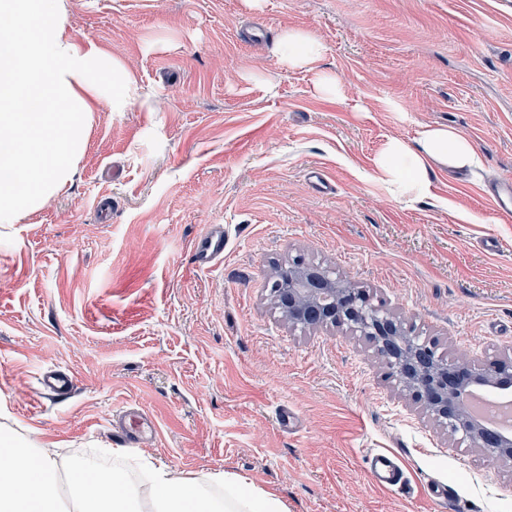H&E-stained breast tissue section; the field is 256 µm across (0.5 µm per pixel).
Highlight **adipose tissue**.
<instances>
[{"mask_svg":"<svg viewBox=\"0 0 512 512\" xmlns=\"http://www.w3.org/2000/svg\"><path fill=\"white\" fill-rule=\"evenodd\" d=\"M63 0H0V224H13L57 195L74 174L95 107L130 105L135 79L116 59L70 37ZM280 59L310 67L324 47L311 33L287 30ZM477 174L472 141L446 125H420L413 142L389 138L374 161L396 197H419L435 169ZM0 512H288L274 493L222 472L190 477L112 451V475L64 466L56 449L14 443L0 431Z\"/></svg>","mask_w":512,"mask_h":512,"instance_id":"1","label":"adipose tissue"}]
</instances>
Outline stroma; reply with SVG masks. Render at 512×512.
I'll list each match as a JSON object with an SVG mask.
<instances>
[{
	"mask_svg": "<svg viewBox=\"0 0 512 512\" xmlns=\"http://www.w3.org/2000/svg\"><path fill=\"white\" fill-rule=\"evenodd\" d=\"M65 27L136 78L100 106L70 183L0 224V427L111 460L116 408L154 415L140 455L221 471L288 512H512V467L450 440L336 329L292 328L270 287L295 261L366 288L442 354L512 348V0H64ZM287 29L323 55L282 66ZM338 91L320 93L322 77ZM457 127L481 178L440 169L407 202L374 180L387 138ZM320 172L334 187L318 191ZM106 198L108 218L96 203ZM224 260L191 261L205 225ZM47 367L72 391H41ZM394 453L408 484L368 478ZM445 485L436 499L431 487Z\"/></svg>",
	"mask_w": 512,
	"mask_h": 512,
	"instance_id": "35a3bbf8",
	"label": "stroma"
}]
</instances>
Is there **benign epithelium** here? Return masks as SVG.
Listing matches in <instances>:
<instances>
[{
  "label": "benign epithelium",
  "mask_w": 512,
  "mask_h": 512,
  "mask_svg": "<svg viewBox=\"0 0 512 512\" xmlns=\"http://www.w3.org/2000/svg\"><path fill=\"white\" fill-rule=\"evenodd\" d=\"M290 271L288 287L271 289L289 324L304 329L332 326L363 336L400 390L448 436L458 434L487 457L512 467V436L472 419L464 401L465 392L474 386L511 387L512 360L484 366L450 361L438 353L434 340L404 326L374 304L365 290L303 263L291 265Z\"/></svg>",
  "instance_id": "1"
}]
</instances>
